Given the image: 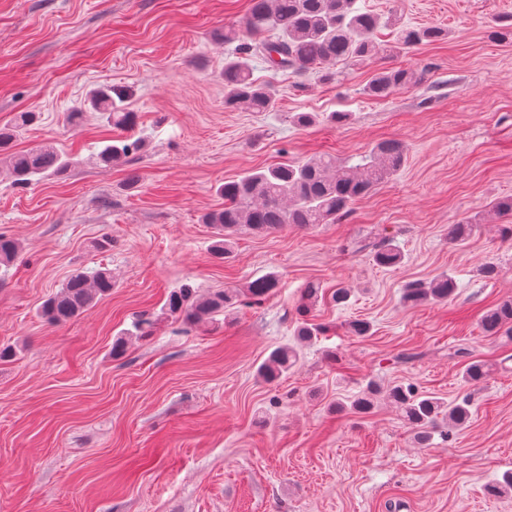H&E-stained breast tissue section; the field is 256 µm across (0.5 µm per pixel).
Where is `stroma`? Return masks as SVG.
Returning <instances> with one entry per match:
<instances>
[{
	"label": "stroma",
	"mask_w": 512,
	"mask_h": 512,
	"mask_svg": "<svg viewBox=\"0 0 512 512\" xmlns=\"http://www.w3.org/2000/svg\"><path fill=\"white\" fill-rule=\"evenodd\" d=\"M249 3L0 0V125L37 113L15 150L51 144L70 158L24 189L0 167V233L22 246L0 265V348L16 352L0 361V512H512V490L494 491L512 472V339L478 325L512 297V240L491 210L512 195V43L493 36L512 0H358L384 19L377 53L336 64L334 79L250 58L276 90L269 112L225 107L221 74L238 46L211 37ZM391 17L448 36L397 56ZM399 66L426 77L385 99L364 94L379 68ZM94 88L126 94L144 142L132 165L97 160L119 132L87 104ZM297 112L318 120L297 127ZM332 112L350 118L334 125ZM388 139L405 146L403 167L336 223L242 228L230 258H213L216 230L201 216L223 207L218 186L322 154L356 164ZM462 220L473 233L451 244ZM104 237L111 247L95 249ZM385 239L400 265L375 263ZM490 261L493 279L479 273ZM100 268L116 279L111 295L61 325L42 316L70 274ZM443 272L455 282L447 302L404 304L407 282ZM269 273L273 295L208 324L161 315L182 284L203 294ZM310 282L352 295L318 301L327 333L300 344L296 306ZM141 315L152 335L113 355ZM354 320L370 335H348ZM287 343L298 363L263 381L258 366ZM457 348L493 374L464 382ZM372 382L469 399L472 418L461 430L440 422L420 445L386 401L354 410Z\"/></svg>",
	"instance_id": "35a3bbf8"
}]
</instances>
